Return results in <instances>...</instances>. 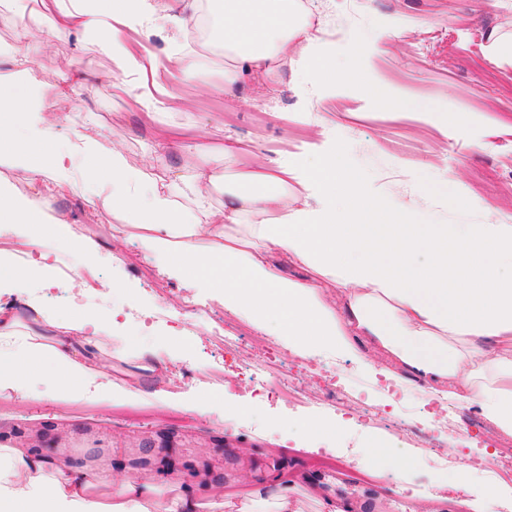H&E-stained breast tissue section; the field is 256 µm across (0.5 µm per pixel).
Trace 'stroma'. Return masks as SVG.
Returning a JSON list of instances; mask_svg holds the SVG:
<instances>
[{
	"label": "stroma",
	"mask_w": 512,
	"mask_h": 512,
	"mask_svg": "<svg viewBox=\"0 0 512 512\" xmlns=\"http://www.w3.org/2000/svg\"><path fill=\"white\" fill-rule=\"evenodd\" d=\"M311 35L329 39L341 33L371 43L375 52L367 78L324 90L313 71L274 66L232 91H222L224 48L218 33L208 41L190 31L152 34L145 54L165 58L187 47L209 65L199 75L175 73L169 90L196 100L194 109L173 112L182 130L207 126V141H239L242 148L270 157L315 131L340 139L352 166L373 188L406 202L425 224H487L512 212V61L489 50L493 37L512 32V0H306ZM20 48L34 62L43 90H51L79 57L88 75L58 103L73 122L62 133L101 137L118 146L128 161L161 175L179 172L180 152L155 148L153 134L137 116L135 90L120 91L108 76V63L89 33L71 45L49 39L43 24L20 22L11 0H0V60ZM222 112L224 125L208 126L210 113ZM303 112L305 124L290 115ZM415 112L457 117L447 139L412 120ZM467 193L469 209L454 207L451 196ZM45 210L69 223L73 234H45L43 275H24L17 295L39 302L58 317L80 313L116 319L117 334L133 350L113 357L108 345L93 350L95 366L113 386L133 390L129 403L111 395L58 404L45 400L0 401V443L32 447L59 463L83 469L110 468L115 480L150 477L164 484L181 474L199 496L219 488L236 499L252 492L267 499L282 486L294 491L298 512H466L467 503L497 487L498 512H512V481L498 479L501 442L474 407L454 398L429 401L419 389L396 386L386 372V356L359 339L357 353L309 349L295 353L258 324L244 320L215 298L210 288H184L158 275L153 254L138 241L115 232V217L86 206L78 195L45 192ZM97 249L96 274L115 285L113 293L65 292L49 287L77 266L83 240ZM201 304L204 316L185 312ZM241 335L237 347L216 341L225 327ZM176 348L174 359L165 349ZM273 358L311 398L326 386L350 398L343 411L306 404L289 405L278 391L251 378L246 362ZM174 395L158 409L154 394ZM204 401L206 413L195 412ZM223 424H215V416ZM452 420L453 430L442 429ZM320 420L337 425L332 440L312 442L300 424ZM389 442L410 460L399 470L367 460L370 442ZM495 453L480 464L483 450ZM468 464L464 489L454 479Z\"/></svg>",
	"instance_id": "stroma-1"
}]
</instances>
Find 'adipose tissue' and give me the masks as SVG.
Segmentation results:
<instances>
[{
  "mask_svg": "<svg viewBox=\"0 0 512 512\" xmlns=\"http://www.w3.org/2000/svg\"><path fill=\"white\" fill-rule=\"evenodd\" d=\"M224 45V90L266 71L269 63L316 66L322 86L343 77L334 59L317 54L301 0H204ZM20 18L45 23L51 40L94 32L113 79L198 72L204 61L174 53L144 57L140 37L163 28L169 0H13ZM72 67L55 97L41 91L27 57L0 67V155H23L30 189L0 182V262L29 255L33 225L47 223L43 191L82 195L93 208L120 217L124 230L154 254L161 273L190 288H212L220 303L270 333L305 346L355 352L362 336L390 359L394 380L421 383L429 399L454 397L512 437V216L490 224H419L407 205L374 191L346 160L336 138L320 134L300 151L247 162L234 144L215 168L195 169L194 208L180 204L164 177L131 165L119 149L80 135L59 143L68 123L56 100L68 96ZM143 121L165 149L181 135L166 116L192 109L170 94L138 95ZM224 203L209 202L216 185ZM30 268L40 263L31 259ZM337 289V301L327 298ZM29 320L51 336L19 335L10 303L0 302V398H35L38 378L51 379L59 403L84 397L98 372L78 348L98 347L112 323L58 319L28 302ZM98 473L74 470L25 448L0 444V512H222L223 495L201 504L183 477L164 490L133 479L109 501L93 493Z\"/></svg>",
  "mask_w": 512,
  "mask_h": 512,
  "instance_id": "1",
  "label": "adipose tissue"
}]
</instances>
